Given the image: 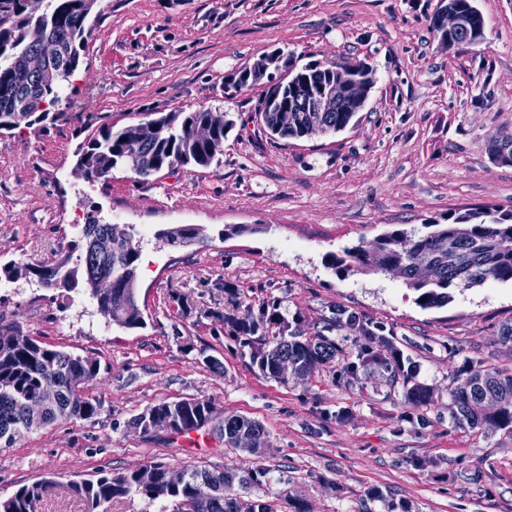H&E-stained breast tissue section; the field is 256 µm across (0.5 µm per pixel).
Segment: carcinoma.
I'll return each instance as SVG.
<instances>
[{
	"instance_id": "cac0c4a2",
	"label": "carcinoma",
	"mask_w": 512,
	"mask_h": 512,
	"mask_svg": "<svg viewBox=\"0 0 512 512\" xmlns=\"http://www.w3.org/2000/svg\"><path fill=\"white\" fill-rule=\"evenodd\" d=\"M47 8H33L29 0H0V133L10 132L45 121L55 122L62 113L53 111L67 93L70 77L81 63V52L91 33L89 18L98 0H39ZM453 11L466 20V28L449 29L441 24L443 13ZM430 26L442 47L476 44L483 39L485 19L472 0H440L430 18ZM43 32V40L32 42L33 28ZM42 58V69L33 72L28 59ZM268 78V89L259 105L258 115L264 127L282 139H300L313 124L325 132L345 129L365 102L354 97L331 104L326 112L309 108L323 93L347 81L358 85V93L369 97L374 84L373 70L363 62L301 69L290 65L279 52L266 55L254 66L240 72L238 84ZM233 121L224 112H148L146 117L116 128L110 122L86 127V136L75 152L78 169L87 181L106 180L116 168H125L146 181L164 168L180 166L186 170L208 167L221 162L224 137ZM493 160L512 164V137L491 147ZM426 231L407 235L393 230L373 244L348 247L343 256H331L329 265L344 276L357 273L385 272L398 267L407 287L417 293L416 304L423 309L448 305L450 289L470 288L489 279L512 281V210L471 209L458 214L451 224L431 222ZM170 247H187L205 238L199 224H180L155 233ZM141 241L132 228L117 230L115 224H103L91 213L81 229V240L53 264L0 267V278L7 281L34 278L45 288H63L68 292L89 291L98 313L105 322L124 329L146 325L138 296V265ZM425 265L437 270L432 282L422 279ZM100 277L112 280V288L100 293L94 282ZM241 355L249 356L259 373L275 381L278 364L286 358L307 379L321 368L336 363L341 347L331 333L338 328L373 333L364 328L360 318L345 309H336V318L323 329L309 335L299 322L290 323L275 306L263 303L249 307L247 317L232 318ZM346 371L378 364L390 371L392 381L402 383L403 396L411 404L428 405L433 391L417 380L418 367L411 359L394 354L387 361L365 346ZM101 370L98 360L75 356L49 348L24 334L16 324L0 327V444L9 447L24 433L34 430L25 408L39 400L41 386L50 381L58 393L45 406L43 424L88 420L96 417L100 402L78 390V383L91 381ZM451 417L463 429L490 424L512 436V368H477L455 381L450 390ZM176 433L199 430L209 424L224 443L235 446L237 436H253V454L266 447L267 432L257 421L245 417L218 416L205 399L164 401L146 408L132 420L143 434L164 422ZM155 471V481L145 485L136 471L112 473L101 470L90 480L72 481L69 492L85 501L86 512H108L113 501L132 494L149 501L178 503L177 512H284L288 489L280 488L264 499L240 501L241 494L253 486L270 482L271 469L262 464L240 475L228 470H210L197 466L185 468L186 481L168 486L164 475L168 465L148 462ZM220 480V489L206 494L204 485L212 478ZM45 489L36 481L19 487L11 496L0 499V512H38Z\"/></svg>"
}]
</instances>
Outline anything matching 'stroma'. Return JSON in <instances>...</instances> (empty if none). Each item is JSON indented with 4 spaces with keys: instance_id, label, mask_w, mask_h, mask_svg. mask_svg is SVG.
I'll return each instance as SVG.
<instances>
[{
    "instance_id": "stroma-1",
    "label": "stroma",
    "mask_w": 512,
    "mask_h": 512,
    "mask_svg": "<svg viewBox=\"0 0 512 512\" xmlns=\"http://www.w3.org/2000/svg\"><path fill=\"white\" fill-rule=\"evenodd\" d=\"M440 0H100L67 118L0 134V265L51 264L94 212L141 233L146 327L96 330L88 292L20 279L0 283V323L101 363L86 385L102 404L90 420L47 425L0 447V498L47 478L39 512H83L64 487L102 470L159 459L243 472L261 463L302 494L309 512H512V437L450 420V389L469 367L512 368V283L456 289L423 309L392 273L339 275L330 254L395 229L422 232L470 208L512 209V165L490 147L512 137V0H475L484 38L448 50L429 20ZM281 48L297 66L364 62L374 86L342 131L278 139L256 111L266 82L232 76ZM227 113L235 122L219 165L166 168L137 181L127 170L90 183L75 168L88 124L122 127L145 112ZM199 224L204 241L172 248L157 229ZM262 232L225 235L229 225ZM233 284L237 294L224 292ZM277 301L306 332L336 308L391 338L433 390L408 403L383 368L350 379L342 366L281 383L241 357L227 317ZM221 369L206 366V359ZM259 421L262 456L226 447L211 427L199 441L143 435L131 419L175 399Z\"/></svg>"
}]
</instances>
